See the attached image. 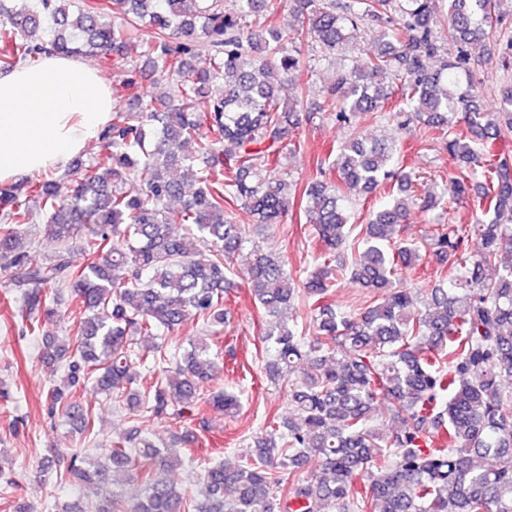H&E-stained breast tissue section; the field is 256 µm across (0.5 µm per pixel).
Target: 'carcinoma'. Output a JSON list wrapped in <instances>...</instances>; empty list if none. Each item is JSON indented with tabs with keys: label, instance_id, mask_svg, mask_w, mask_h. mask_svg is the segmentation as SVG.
Listing matches in <instances>:
<instances>
[{
	"label": "carcinoma",
	"instance_id": "obj_1",
	"mask_svg": "<svg viewBox=\"0 0 512 512\" xmlns=\"http://www.w3.org/2000/svg\"><path fill=\"white\" fill-rule=\"evenodd\" d=\"M6 2L0 72L44 54L96 55L126 67L135 98L127 45L141 26L152 35L140 56L168 82L135 117L114 108L100 133L110 165L76 161L69 194L52 177L0 186V270L21 294L22 332L37 335L54 321L62 288L80 315L75 342L45 338L43 362L66 369V382L48 391L49 413L93 441L94 418L75 400L89 381L156 416L181 419L188 410L204 429L205 411L236 412L233 394L201 396L216 372L210 346L193 343L173 362L160 331L191 317L224 325L228 273L244 242L238 207L262 228L304 216L327 257L297 288L274 253H250L249 293L267 317L262 342L275 351L267 377L288 380L292 415L270 424L238 464L206 466L197 497L165 477L197 442L191 430L158 444L133 425L113 441L106 457L116 489L107 504L89 499L105 476L89 450L45 457L42 472L83 492L65 512H512V393L499 383L512 377V155L498 150L512 133V84L489 110L461 77L468 46L512 15V0H448L444 23L434 0H290L299 29L255 23L261 0H235L228 12L222 0H85L75 12L73 0H35L20 14ZM361 26L377 31L376 49L336 69L306 120L326 112L349 124L394 100L400 126L423 123L467 170L439 193L412 195L411 177L394 170L395 152L377 139L341 144L300 190L280 172L282 151L298 141L292 114L301 102L282 99L275 75L294 81L302 44L329 58ZM203 52L208 66L197 69L191 60ZM217 81L224 94L208 96ZM461 123L468 134L457 132ZM222 141L234 149L218 148ZM187 185L195 187L188 196ZM378 187L388 203L369 214L363 236L349 238L351 196ZM32 196L60 242L45 263L19 243ZM468 198L481 219L450 224L432 240L450 276L417 297L399 279L420 260L417 246L398 239L410 202L433 211ZM173 224L208 252L174 235ZM344 275L374 293L371 305L338 314L323 303ZM297 295L310 336L282 318ZM149 359L174 367L134 384L132 364ZM380 399L397 422L387 434L371 425ZM311 461L313 472L295 476ZM134 482L141 494L128 504L121 486Z\"/></svg>",
	"mask_w": 512,
	"mask_h": 512
}]
</instances>
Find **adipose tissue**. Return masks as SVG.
<instances>
[{
    "label": "adipose tissue",
    "mask_w": 512,
    "mask_h": 512,
    "mask_svg": "<svg viewBox=\"0 0 512 512\" xmlns=\"http://www.w3.org/2000/svg\"><path fill=\"white\" fill-rule=\"evenodd\" d=\"M112 88L85 61L43 55L0 73V183L63 173L112 120Z\"/></svg>",
    "instance_id": "ef3b65f1"
}]
</instances>
